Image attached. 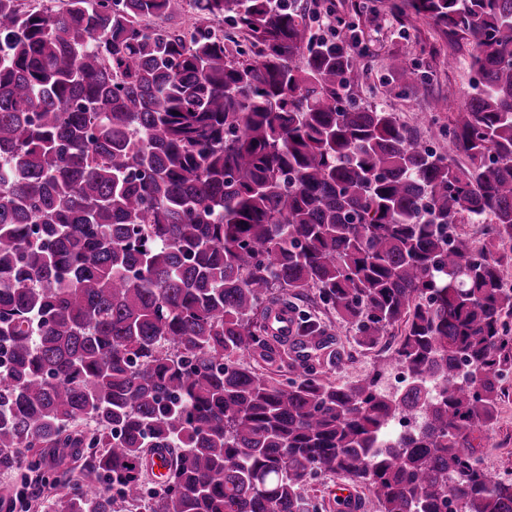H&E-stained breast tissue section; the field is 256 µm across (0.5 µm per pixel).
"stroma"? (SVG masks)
Here are the masks:
<instances>
[{"mask_svg": "<svg viewBox=\"0 0 512 512\" xmlns=\"http://www.w3.org/2000/svg\"><path fill=\"white\" fill-rule=\"evenodd\" d=\"M317 26L329 29L335 19L351 26L349 36L365 52L364 67L350 79V93L357 100L384 106L398 113L401 120L418 126L423 139L441 147L447 145L445 134L448 113L438 102L449 87L461 93L471 91L474 74L469 69L471 44L468 40L444 38L425 22L399 17L391 13L390 0H317ZM457 60L455 68H447L446 56ZM403 56L423 74V82L409 92H401L387 78L390 58ZM341 341L352 358L341 369L322 368V377L337 385L354 382L372 373L380 355L354 345L349 335ZM482 454L492 469L512 470V382L497 403V419L489 431Z\"/></svg>", "mask_w": 512, "mask_h": 512, "instance_id": "obj_1", "label": "stroma"}]
</instances>
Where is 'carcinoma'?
I'll use <instances>...</instances> for the list:
<instances>
[{"label":"carcinoma","instance_id":"obj_1","mask_svg":"<svg viewBox=\"0 0 512 512\" xmlns=\"http://www.w3.org/2000/svg\"><path fill=\"white\" fill-rule=\"evenodd\" d=\"M392 9L471 41L463 163L351 96L362 58L311 3L0 0L3 512H317L318 475L375 512H512L474 445L512 366V0ZM290 297L361 349L404 328L336 386L343 346L294 303L314 347L279 354ZM400 416L423 426L394 442ZM341 330V342L344 344L347 352L352 354L351 360L346 362L344 367L339 370L329 368L328 366L321 368V376L336 385L355 382L366 377L373 372L381 355H384L378 353V348L373 351H363L352 343L349 337L351 333L346 328L343 327Z\"/></svg>","mask_w":512,"mask_h":512}]
</instances>
